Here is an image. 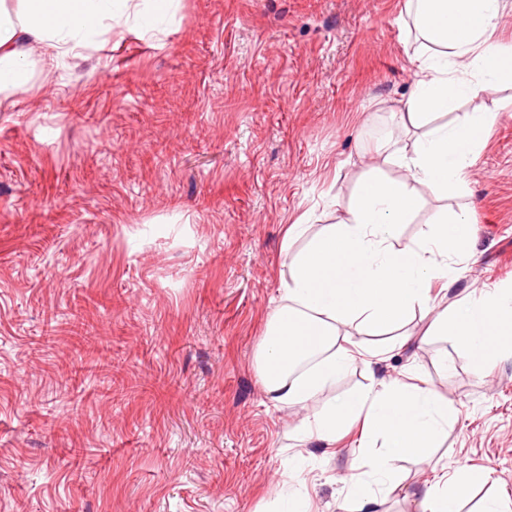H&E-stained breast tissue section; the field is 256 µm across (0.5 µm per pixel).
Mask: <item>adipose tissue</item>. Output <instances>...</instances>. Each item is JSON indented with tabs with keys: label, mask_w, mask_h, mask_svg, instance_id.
<instances>
[{
	"label": "adipose tissue",
	"mask_w": 512,
	"mask_h": 512,
	"mask_svg": "<svg viewBox=\"0 0 512 512\" xmlns=\"http://www.w3.org/2000/svg\"><path fill=\"white\" fill-rule=\"evenodd\" d=\"M175 0H0V102L30 83L26 45L50 58L78 54L90 34L111 31L115 19L150 31ZM502 0H407L406 12L421 43L410 56L413 89L389 111L394 135L415 134L412 147L370 148L345 215L308 235L300 216L285 239H305L287 252L281 301L266 323L256 354L263 388L279 408L302 406L331 388L366 352L343 328L357 323L392 337V350L411 343L406 326L415 311L429 313L431 336H452L481 366L512 359V289L482 291L474 300L436 301L432 280L453 282L449 244L471 235L465 213L440 208L415 250L392 244L423 194L447 201L461 189L466 170L495 125L499 110L455 112L457 102L512 87V44L495 40ZM454 119H447V112ZM396 175L383 174L382 166ZM448 426V406L426 383L381 380L329 401L300 433L301 442L332 445L337 434L359 430L360 459L347 477L348 512H382L403 485L392 467L398 458L429 460ZM474 472L441 475L420 498L419 512H459L472 491Z\"/></svg>",
	"instance_id": "1"
}]
</instances>
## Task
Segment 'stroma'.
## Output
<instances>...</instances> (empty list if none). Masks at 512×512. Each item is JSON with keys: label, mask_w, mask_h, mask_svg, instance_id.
Here are the masks:
<instances>
[{"label": "stroma", "mask_w": 512, "mask_h": 512, "mask_svg": "<svg viewBox=\"0 0 512 512\" xmlns=\"http://www.w3.org/2000/svg\"><path fill=\"white\" fill-rule=\"evenodd\" d=\"M405 0H179L163 32L96 36L0 104V512H272L298 427L329 397L417 368L453 419L440 460L512 497V361L456 339L357 364L277 409L254 362L288 276L287 225L344 214L414 79ZM476 260L459 299L512 287V109L448 199ZM81 311L112 377L71 348ZM54 333L51 350L37 352ZM357 433L307 443L314 512H339ZM387 512H418L436 472Z\"/></svg>", "instance_id": "obj_1"}]
</instances>
